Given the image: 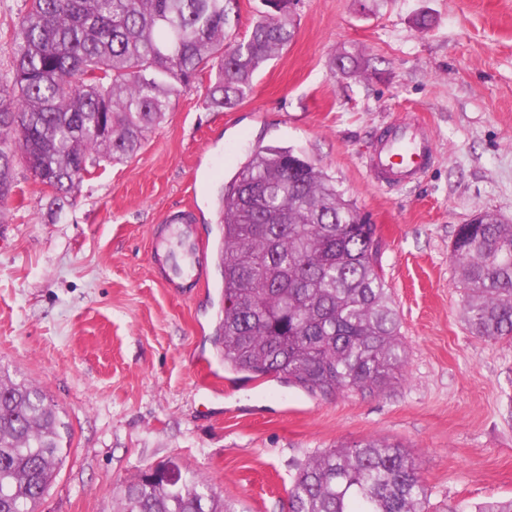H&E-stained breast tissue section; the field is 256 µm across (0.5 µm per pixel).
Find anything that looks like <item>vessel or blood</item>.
<instances>
[{
	"label": "vessel or blood",
	"instance_id": "obj_1",
	"mask_svg": "<svg viewBox=\"0 0 512 512\" xmlns=\"http://www.w3.org/2000/svg\"><path fill=\"white\" fill-rule=\"evenodd\" d=\"M433 138L408 122L394 124L365 160L370 175L378 182L405 185L418 181L433 165Z\"/></svg>",
	"mask_w": 512,
	"mask_h": 512
}]
</instances>
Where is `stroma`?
<instances>
[{
	"mask_svg": "<svg viewBox=\"0 0 512 512\" xmlns=\"http://www.w3.org/2000/svg\"><path fill=\"white\" fill-rule=\"evenodd\" d=\"M294 19L242 104L181 93L59 220L17 166L0 205V371L73 427L38 512H118L119 487L173 457L234 512H288L300 464L369 438L413 456L429 512L512 498V346L469 333L448 261L477 212L512 222V0H297ZM344 53L357 71L335 68ZM395 121L423 123L437 151L404 188L363 165ZM260 144L301 152L374 224L408 350L385 391L323 399L225 369L219 198Z\"/></svg>",
	"mask_w": 512,
	"mask_h": 512,
	"instance_id": "stroma-1",
	"label": "stroma"
}]
</instances>
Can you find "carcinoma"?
<instances>
[{
  "label": "carcinoma",
  "mask_w": 512,
  "mask_h": 512,
  "mask_svg": "<svg viewBox=\"0 0 512 512\" xmlns=\"http://www.w3.org/2000/svg\"><path fill=\"white\" fill-rule=\"evenodd\" d=\"M290 0H261L234 36L239 0H24L0 71V203L15 160L59 216L103 161L133 156L173 99L206 74L215 112L240 105L294 38ZM224 366L278 376L312 396L383 391L403 375L400 318L377 270L378 240L356 205L291 147L260 145L221 198ZM449 262L479 338L512 344V224L455 229ZM72 428L39 388L0 373V512H37L70 452ZM121 512H232L200 475L141 473ZM429 488L399 445L368 439L301 465L288 512H428ZM468 512H512V499Z\"/></svg>",
  "instance_id": "cac0c4a2"
}]
</instances>
